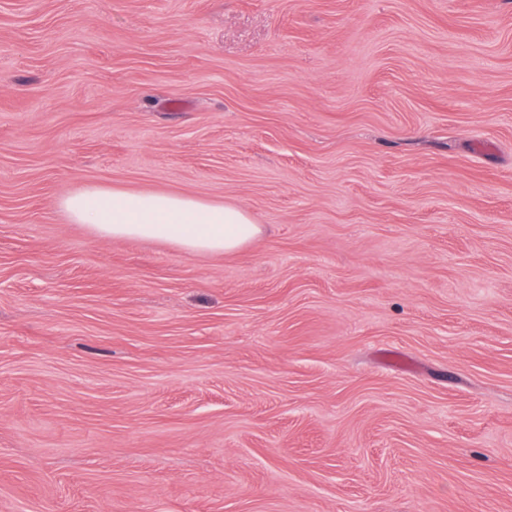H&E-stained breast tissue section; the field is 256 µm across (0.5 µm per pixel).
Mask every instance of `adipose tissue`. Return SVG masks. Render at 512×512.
Here are the masks:
<instances>
[{"label": "adipose tissue", "mask_w": 512, "mask_h": 512, "mask_svg": "<svg viewBox=\"0 0 512 512\" xmlns=\"http://www.w3.org/2000/svg\"><path fill=\"white\" fill-rule=\"evenodd\" d=\"M72 223L113 240L156 239L190 254L240 249L262 231L243 208L174 193L85 187L61 201Z\"/></svg>", "instance_id": "ef3b65f1"}]
</instances>
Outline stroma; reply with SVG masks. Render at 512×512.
Listing matches in <instances>:
<instances>
[{
	"instance_id": "1",
	"label": "stroma",
	"mask_w": 512,
	"mask_h": 512,
	"mask_svg": "<svg viewBox=\"0 0 512 512\" xmlns=\"http://www.w3.org/2000/svg\"><path fill=\"white\" fill-rule=\"evenodd\" d=\"M0 512H512V0H0ZM74 224L112 240L156 239L190 254L224 255L260 235L243 208L174 193L85 187L60 202Z\"/></svg>"
}]
</instances>
